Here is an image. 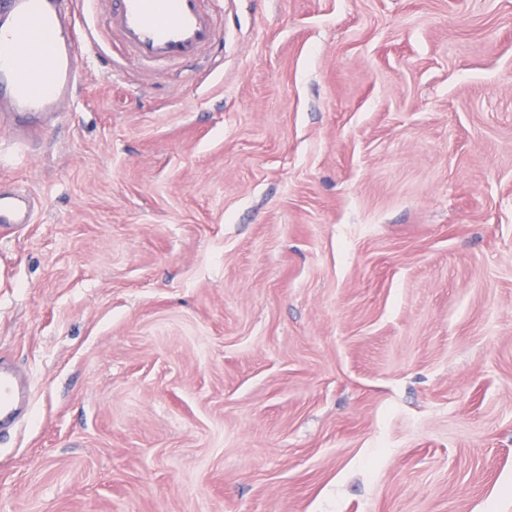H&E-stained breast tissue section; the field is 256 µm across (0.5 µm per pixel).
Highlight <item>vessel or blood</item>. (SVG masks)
<instances>
[{
    "instance_id": "b4317fda",
    "label": "vessel or blood",
    "mask_w": 512,
    "mask_h": 512,
    "mask_svg": "<svg viewBox=\"0 0 512 512\" xmlns=\"http://www.w3.org/2000/svg\"><path fill=\"white\" fill-rule=\"evenodd\" d=\"M98 0H0V108L45 116L76 108V91L91 39L77 3ZM105 27L145 64L188 61L220 41L217 15L206 0H112ZM29 194L0 191V226L33 223ZM30 402L16 368L0 361V426L14 425Z\"/></svg>"
}]
</instances>
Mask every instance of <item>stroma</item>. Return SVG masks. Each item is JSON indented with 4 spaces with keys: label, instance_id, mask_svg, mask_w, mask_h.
<instances>
[{
    "label": "stroma",
    "instance_id": "stroma-1",
    "mask_svg": "<svg viewBox=\"0 0 512 512\" xmlns=\"http://www.w3.org/2000/svg\"><path fill=\"white\" fill-rule=\"evenodd\" d=\"M0 112V512H512V0H213ZM206 0H112L104 26L144 64L188 61L221 40ZM35 202L29 194L12 188L0 191V224L4 228H16L32 224L35 218ZM29 402L30 392L16 368L0 361V426H13Z\"/></svg>",
    "mask_w": 512,
    "mask_h": 512
}]
</instances>
